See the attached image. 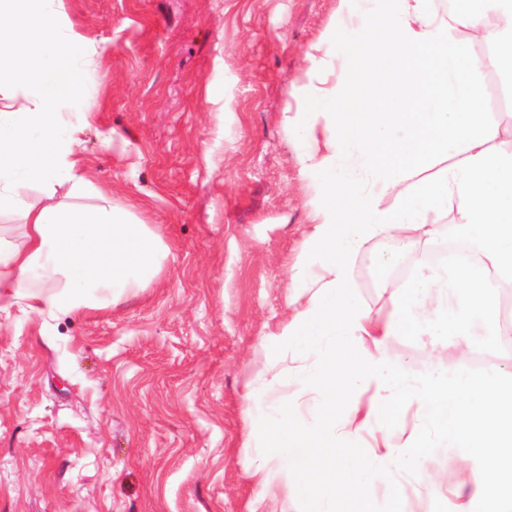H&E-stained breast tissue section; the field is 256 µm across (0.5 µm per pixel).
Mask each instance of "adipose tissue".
<instances>
[{
	"instance_id": "ef3b65f1",
	"label": "adipose tissue",
	"mask_w": 512,
	"mask_h": 512,
	"mask_svg": "<svg viewBox=\"0 0 512 512\" xmlns=\"http://www.w3.org/2000/svg\"><path fill=\"white\" fill-rule=\"evenodd\" d=\"M61 5L0 0V217L25 227L0 236V298L37 315L108 306L144 288L165 256L153 228L92 179L81 139L91 61ZM309 58L284 117L315 190L288 283L308 296L275 336L296 362L288 398L248 397L246 446L264 491L300 494L288 466L301 437L371 482L369 512H414L379 486L397 472L439 482L424 455L438 409L475 408L491 429L512 394V369H475L471 342L481 317L492 346L512 351V322L493 313L497 290L512 292V0H336ZM382 240L394 253L376 251ZM399 253L407 273L384 280L371 308L357 261L384 269ZM447 282L454 309L418 317ZM405 336L413 347L397 351ZM344 360L355 397L332 417L321 371ZM456 445L476 480L450 512H512L469 426Z\"/></svg>"
}]
</instances>
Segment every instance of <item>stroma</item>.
Returning a JSON list of instances; mask_svg holds the SVG:
<instances>
[{"mask_svg":"<svg viewBox=\"0 0 512 512\" xmlns=\"http://www.w3.org/2000/svg\"><path fill=\"white\" fill-rule=\"evenodd\" d=\"M98 46L82 147L94 181L166 246L157 275L101 309L0 313V512H313L258 500L244 443L257 379L288 394L287 356L262 348L289 317L288 270L308 223L284 126L336 0H63ZM442 512L475 477L437 449Z\"/></svg>","mask_w":512,"mask_h":512,"instance_id":"obj_1","label":"stroma"}]
</instances>
